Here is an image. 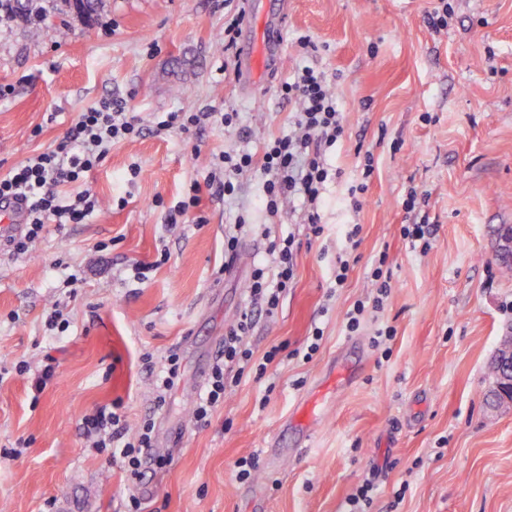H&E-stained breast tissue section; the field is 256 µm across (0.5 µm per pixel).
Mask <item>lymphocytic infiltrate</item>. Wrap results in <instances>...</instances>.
<instances>
[{
  "label": "lymphocytic infiltrate",
  "instance_id": "f902f5d3",
  "mask_svg": "<svg viewBox=\"0 0 512 512\" xmlns=\"http://www.w3.org/2000/svg\"><path fill=\"white\" fill-rule=\"evenodd\" d=\"M284 100L297 107L288 133L264 143L261 153L233 149L220 156L219 174L210 176L207 185H192L190 195L170 208L168 224L192 222L204 224L205 216L197 211L202 189L213 190L223 198L233 197L241 188L244 175L259 173L262 178L260 203L270 216L279 215L286 204L300 202L304 226L310 237H321L325 226L319 213L329 183L338 180L340 171L328 166L324 152L340 142L345 134L344 117L331 78L323 71L305 65L296 69L280 86ZM237 110L158 113L155 132L171 130L182 133L208 122L225 127L238 123ZM143 129L123 98L104 97L77 113L58 146L33 155L21 166L0 175V207L20 204L24 222L20 232L0 233V250L15 256L27 254L49 225L83 224L93 214L99 201L83 189L84 175L104 162L114 143L140 136ZM428 195L410 190L402 205L406 212L416 213L418 221L402 225L400 236L410 248L428 250L434 228L425 209ZM265 237L266 258L255 265L246 289L248 304L237 320L224 332V351L213 365L208 387L195 404L192 415L196 422L208 423L213 411L227 394L239 386L244 374L264 376L268 364L287 349L280 343L254 361L246 338L261 316H273L296 279L300 242L295 232ZM391 273L386 254H379L369 274L373 292L356 300L345 314L347 332H357L367 309H383L390 294ZM82 425L91 448L106 452L122 463L129 486L144 477L145 468L164 469L168 458L152 455L155 423L142 421L130 427L115 407L101 406L84 415Z\"/></svg>",
  "mask_w": 512,
  "mask_h": 512
}]
</instances>
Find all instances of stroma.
I'll use <instances>...</instances> for the list:
<instances>
[{
    "label": "stroma",
    "mask_w": 512,
    "mask_h": 512,
    "mask_svg": "<svg viewBox=\"0 0 512 512\" xmlns=\"http://www.w3.org/2000/svg\"><path fill=\"white\" fill-rule=\"evenodd\" d=\"M450 2L438 34L425 22L435 0H288L281 65L253 90L240 57L225 61L216 45L222 0H101L91 19L72 13L45 33L29 19L0 25V85L12 89L0 100V173L55 149L76 113L105 96L128 99L144 127L91 172L99 207L87 223L48 227L23 257L0 251V449L16 450L0 458V512H43L51 499L59 512H125L121 465L89 448L81 424L115 402L130 426L151 416L182 427L169 466L138 489L144 512H347L366 478L376 486L369 512H512V411L492 417L485 405L488 365L512 327V253L498 249L512 228V0ZM301 35L318 52L304 54ZM302 63L335 81L346 137L327 162L342 177L324 195L323 236L301 238L296 284L249 345L258 358L282 342L296 349L317 326L320 348L312 361L282 356L262 379L244 378L200 425L184 388L205 383L264 245L246 235L228 269L230 205L203 194L200 227L168 226L166 214L222 152L257 154L287 132L294 107L277 86ZM228 106L238 127L153 130L157 112ZM361 148L375 171L355 212L346 195ZM261 186L243 179L249 223L275 235L299 223L268 215ZM412 187L429 194L436 226L424 253L400 237ZM349 224L362 227L358 261L330 297ZM162 243L168 262L130 279L129 265L153 262ZM382 250L391 295L347 333L344 314L369 293ZM75 271L84 280L71 326L47 331L46 311ZM386 325L396 335L385 358L372 337ZM173 348L182 388L157 413L150 371ZM46 353L58 377L36 398L15 365ZM276 443L288 455L274 468ZM251 454L259 467L239 481L234 463Z\"/></svg>",
    "instance_id": "1"
}]
</instances>
